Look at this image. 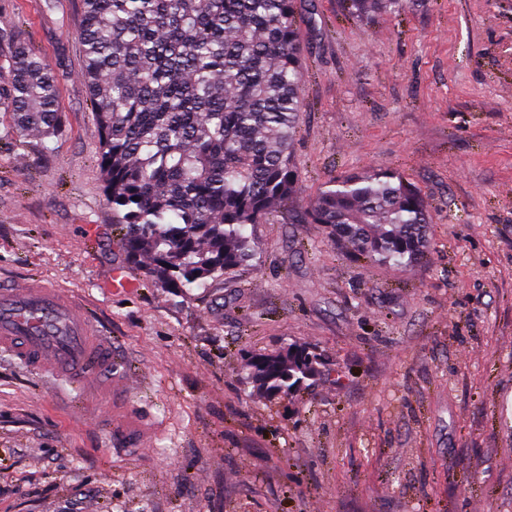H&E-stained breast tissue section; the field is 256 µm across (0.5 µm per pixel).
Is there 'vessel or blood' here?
<instances>
[{
    "label": "vessel or blood",
    "mask_w": 512,
    "mask_h": 512,
    "mask_svg": "<svg viewBox=\"0 0 512 512\" xmlns=\"http://www.w3.org/2000/svg\"><path fill=\"white\" fill-rule=\"evenodd\" d=\"M0 354L81 392L96 391L113 405L97 417L108 443L134 453L146 449L153 428L119 404L127 395L129 371L111 337L74 296L41 281L0 283Z\"/></svg>",
    "instance_id": "obj_1"
}]
</instances>
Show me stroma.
Listing matches in <instances>:
<instances>
[{
	"mask_svg": "<svg viewBox=\"0 0 512 512\" xmlns=\"http://www.w3.org/2000/svg\"><path fill=\"white\" fill-rule=\"evenodd\" d=\"M298 2L296 198L254 227L256 266L183 299L121 247L80 0H0V28L60 71L66 120L49 152L0 121V282L82 297L162 426L118 453L69 388L0 356V512H512V0H419L370 24ZM377 168L426 196L434 248L414 267L301 218L330 180ZM117 265L133 291L112 292ZM293 342L339 379L267 401L243 365Z\"/></svg>",
	"mask_w": 512,
	"mask_h": 512,
	"instance_id": "stroma-1",
	"label": "stroma"
}]
</instances>
